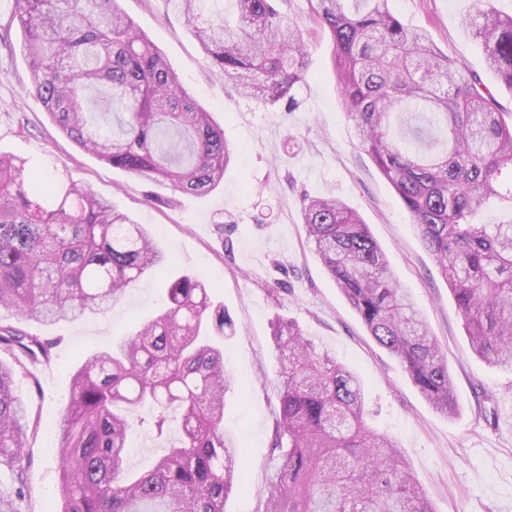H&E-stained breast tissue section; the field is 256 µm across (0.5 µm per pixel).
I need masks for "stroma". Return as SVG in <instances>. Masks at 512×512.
<instances>
[{"mask_svg":"<svg viewBox=\"0 0 512 512\" xmlns=\"http://www.w3.org/2000/svg\"><path fill=\"white\" fill-rule=\"evenodd\" d=\"M123 10L162 51L182 85L208 108L237 148L223 183L205 196L174 191L99 161L62 135L42 103L28 94L24 35L0 0V151L27 160L32 173L56 182L72 175L113 200L154 232L177 272L200 276L214 303L231 315L227 366L237 379L225 424L244 448L241 492L224 512H257L276 465L272 443L278 414L272 345L277 320L291 319L355 369L366 394L368 422L404 454L435 512H512V373L475 356L448 285L411 218L372 158L359 146L338 104L332 45L309 19L307 0H281L306 33L308 76L295 88L294 108L259 105L237 95L211 72L183 16L167 0H121ZM405 23L429 30L457 66L492 87L512 113V92L498 86L484 53L464 27L474 0H392ZM333 194L356 210L407 288L448 358L460 411L433 409L400 361L381 348L341 295L308 241L303 196ZM164 279L147 276L108 311L76 321L43 323L11 312L0 322L56 339L49 361L27 365L15 386L38 429L20 512H58L61 503L56 422L83 354L123 336L158 306Z\"/></svg>","mask_w":512,"mask_h":512,"instance_id":"35a3bbf8","label":"stroma"}]
</instances>
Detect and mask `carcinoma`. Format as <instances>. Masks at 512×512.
<instances>
[{"instance_id":"obj_1","label":"carcinoma","mask_w":512,"mask_h":512,"mask_svg":"<svg viewBox=\"0 0 512 512\" xmlns=\"http://www.w3.org/2000/svg\"><path fill=\"white\" fill-rule=\"evenodd\" d=\"M24 32L28 91L73 143L107 165L204 195L232 149L211 112L183 87L120 0H12ZM211 71L264 104L288 101L308 71L304 35L275 0H234L232 19L199 0H170ZM332 43V70L359 145L410 214L448 283L473 353L512 370V222L476 224L489 201L512 209V123L493 92L461 72L390 0H307ZM467 18L489 68L512 92V15L475 0ZM303 224L317 258L378 345L422 397L452 416L448 358L399 286L360 215L334 196H306ZM174 260L152 232L72 178L52 186L0 153V308L42 322L109 309ZM226 311L196 275L170 279L163 307L77 366L56 429L58 512H224L242 451L224 428L235 380ZM280 360L277 465L261 512H435L400 450L367 422L363 382L320 353L293 321L274 325ZM55 341L0 324V351L50 358ZM0 361V512H17L38 422ZM176 424L179 441L142 471L128 436Z\"/></svg>"}]
</instances>
